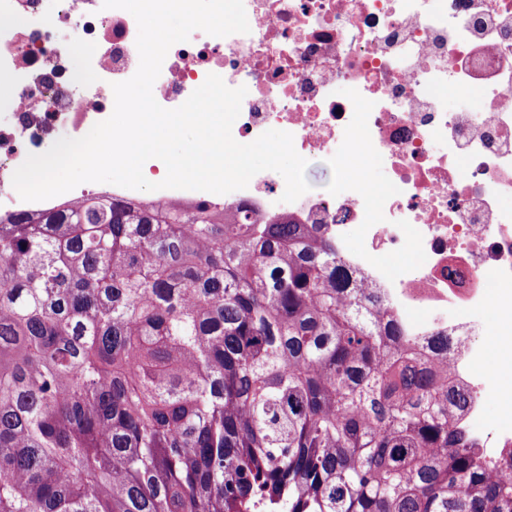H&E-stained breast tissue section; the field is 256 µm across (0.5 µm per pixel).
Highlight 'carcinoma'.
Listing matches in <instances>:
<instances>
[{
	"label": "carcinoma",
	"instance_id": "obj_1",
	"mask_svg": "<svg viewBox=\"0 0 512 512\" xmlns=\"http://www.w3.org/2000/svg\"><path fill=\"white\" fill-rule=\"evenodd\" d=\"M467 402L319 224L0 223V512H512Z\"/></svg>",
	"mask_w": 512,
	"mask_h": 512
}]
</instances>
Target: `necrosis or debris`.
<instances>
[{
	"mask_svg": "<svg viewBox=\"0 0 512 512\" xmlns=\"http://www.w3.org/2000/svg\"><path fill=\"white\" fill-rule=\"evenodd\" d=\"M249 33L196 30L174 44L153 86L183 104L208 74L246 87L232 126L240 143L292 134L306 160L336 173L322 190L283 201V177L262 171L216 195L160 189L153 198L251 211L261 224H319L355 278L379 288L424 354L447 359L469 398L459 423L489 454L512 448V413L493 435L479 420L499 395L479 337L512 324L493 306L512 283V0H244ZM138 26L103 0H0V219L53 203L22 200L12 176L28 155L80 138L114 109L112 83L139 65ZM85 64L73 68L75 54ZM459 105L449 108L445 91ZM362 148L386 177L346 173ZM414 250L412 265L395 257ZM447 350L434 347L435 334Z\"/></svg>",
	"mask_w": 512,
	"mask_h": 512,
	"instance_id": "1",
	"label": "necrosis or debris"
}]
</instances>
